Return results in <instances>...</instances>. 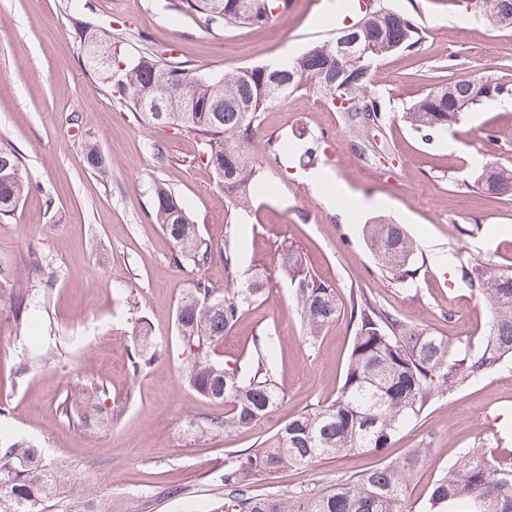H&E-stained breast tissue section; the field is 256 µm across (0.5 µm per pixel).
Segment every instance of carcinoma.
Returning <instances> with one entry per match:
<instances>
[{
	"mask_svg": "<svg viewBox=\"0 0 512 512\" xmlns=\"http://www.w3.org/2000/svg\"><path fill=\"white\" fill-rule=\"evenodd\" d=\"M457 2L463 13L472 7L492 27H512V22L503 25L490 19L505 11L512 13V0ZM370 5L381 13L380 24L361 33L362 40L380 39L399 44L403 50H420L424 30L416 17L394 10L387 0H371ZM287 10L288 0H179L177 8L181 14L203 17L208 24L255 28ZM79 37L111 51L112 64H125L115 79L91 62L88 66L144 121L197 137L205 168L222 186L234 210L247 211L253 205L260 173L255 132L271 105L312 89L338 112L346 111L336 105L338 98L364 104L379 118L385 111L372 80L378 58L346 59L332 71L326 67V42L313 43L281 64L200 73L189 64L174 65L151 51L132 58L119 55L92 27L81 28ZM431 81L434 88L403 115L410 128L428 137L448 129L481 101L512 95L511 88L493 80L471 81L448 74L433 75ZM184 97L192 105L190 112H163L158 119L148 111L153 104L166 106ZM84 156L91 170L106 175L107 166L96 143L85 145ZM492 168L499 184H492L482 172L472 187L489 195L511 192L512 169L495 164ZM30 188L20 153L0 142V216L13 212ZM150 208L178 257L198 269L208 265L217 252L224 261V291H215L200 278L177 305L178 340L188 353L185 380L200 396L224 404V415L192 421L190 427L202 435L246 428L283 401L272 370L275 337H254L244 359L221 354L224 335L253 305L268 300L278 280L291 288L304 340L311 346L345 307L336 288L322 280L294 247L281 248L272 268L255 272L241 284L236 277V253L201 235L174 190L163 183L155 185ZM365 228L381 269L397 282L412 277L418 244L405 227L380 220ZM460 268L462 282L483 298L489 310L481 341H451L408 324L366 292L355 293L350 298L354 336L336 397L300 411L258 447L236 451L224 460V473L219 477L224 486V512H403L408 484L427 463V448H412L399 459L346 474L327 487L256 494L252 484L258 476H272L284 469L386 448L434 400L451 396L512 362V264L466 259ZM155 353L156 344L148 333L138 334L129 353L132 371L140 372ZM104 396L106 390L100 385L81 388L84 427L104 422ZM503 444L500 437L462 452L432 483L421 512H512V449L499 451ZM67 492L87 498L94 505L91 512H113L102 506L104 500L95 498L93 490L69 483L65 468L47 460L41 449L25 441L0 439V512H53L57 499Z\"/></svg>",
	"mask_w": 512,
	"mask_h": 512,
	"instance_id": "1",
	"label": "carcinoma"
}]
</instances>
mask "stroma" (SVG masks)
Returning a JSON list of instances; mask_svg holds the SVG:
<instances>
[{"label":"stroma","mask_w":512,"mask_h":512,"mask_svg":"<svg viewBox=\"0 0 512 512\" xmlns=\"http://www.w3.org/2000/svg\"><path fill=\"white\" fill-rule=\"evenodd\" d=\"M176 2L0 0V141L22 155L33 183L14 213L0 218V435L42 448L75 483L120 501L125 512H213L224 492L218 475L225 456L257 445L304 407L335 398L353 336L343 316L316 345L306 344L289 289L279 284L242 316L224 346L240 353L271 331L282 404L249 429L195 434L191 422L224 408L181 380L177 303L201 275L223 289L224 262L214 257L201 272L176 263L173 243L149 215L154 183L182 196L206 237L230 245L240 278L272 267L278 249L291 245L341 296L363 289L403 320L451 339H479L488 315L459 279L460 258L512 263V195L472 186L483 164L512 167V108L476 106L428 142L402 120L430 89L418 75L422 67L512 86V28L461 23L448 0H390L399 11H417L427 37L418 55L379 62L385 120L374 128L348 121L313 91L270 106L256 138L264 190L246 213L229 209L199 160L194 134L150 127L113 98L86 67L74 25L98 26L128 56L149 50L203 72L231 70L335 38L336 0H290L287 13L261 30L210 26L176 12ZM489 127L495 140L484 138ZM90 134L110 163L108 178L85 162ZM271 142L287 148L269 152ZM157 146L165 161L155 157ZM314 174L368 208L336 211L311 182ZM376 217L404 225L416 239L413 280L395 282L378 268L364 232ZM44 268L56 278L36 289L39 306L17 328L15 290ZM143 323L158 349L136 375L128 351ZM90 383L104 386L112 416L94 432L61 406L67 392ZM495 434L512 436V368L436 400L390 447L261 477L252 489L325 486L346 471L426 448L429 460L405 500L408 512H418L436 476Z\"/></svg>","instance_id":"35a3bbf8"}]
</instances>
